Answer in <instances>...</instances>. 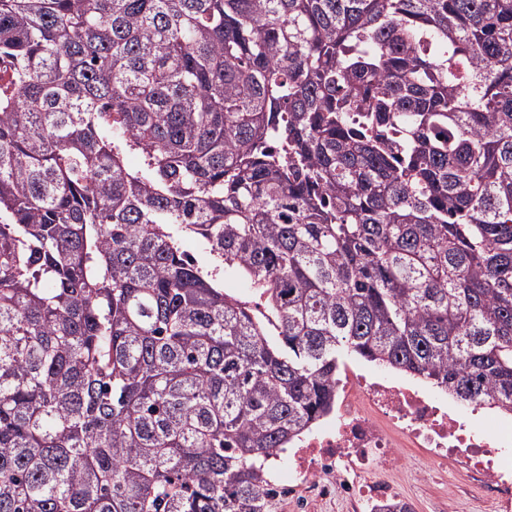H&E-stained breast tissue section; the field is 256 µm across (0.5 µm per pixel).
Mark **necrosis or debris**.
Segmentation results:
<instances>
[{
    "instance_id": "4bbe7bcc",
    "label": "necrosis or debris",
    "mask_w": 512,
    "mask_h": 512,
    "mask_svg": "<svg viewBox=\"0 0 512 512\" xmlns=\"http://www.w3.org/2000/svg\"><path fill=\"white\" fill-rule=\"evenodd\" d=\"M506 439L512 441V422L490 418L479 428L420 384L348 371L337 382L335 409L292 442L287 474L272 475L266 489L272 504H292L294 512L338 499L356 512H375L398 492L372 474L397 464L404 444L426 449L431 466L457 464L496 512H512V468L497 457Z\"/></svg>"
}]
</instances>
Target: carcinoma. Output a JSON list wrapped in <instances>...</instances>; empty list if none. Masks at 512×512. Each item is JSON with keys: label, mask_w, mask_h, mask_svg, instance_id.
I'll return each mask as SVG.
<instances>
[{"label": "carcinoma", "mask_w": 512, "mask_h": 512, "mask_svg": "<svg viewBox=\"0 0 512 512\" xmlns=\"http://www.w3.org/2000/svg\"><path fill=\"white\" fill-rule=\"evenodd\" d=\"M0 68V512H268L351 356L512 415V0H0ZM219 281L224 293L250 303L252 308L255 307L254 301H258L260 296L246 275L240 272L224 273L223 270L219 275Z\"/></svg>", "instance_id": "cac0c4a2"}]
</instances>
